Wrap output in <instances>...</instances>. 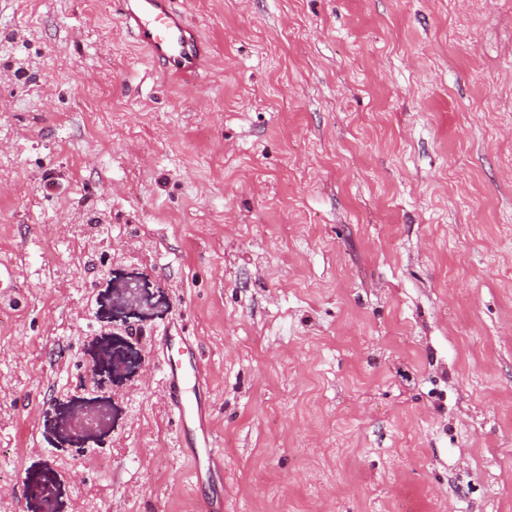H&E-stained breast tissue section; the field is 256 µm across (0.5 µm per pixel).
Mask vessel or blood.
I'll return each mask as SVG.
<instances>
[{"mask_svg":"<svg viewBox=\"0 0 512 512\" xmlns=\"http://www.w3.org/2000/svg\"><path fill=\"white\" fill-rule=\"evenodd\" d=\"M112 8L165 74L178 79L199 75L208 57L207 47L187 17L173 8L172 0H112ZM158 348L175 410L179 450L192 462L196 484L206 485L219 464L215 438L205 424L206 403L200 394L205 365L184 337L165 334Z\"/></svg>","mask_w":512,"mask_h":512,"instance_id":"1","label":"vessel or blood"}]
</instances>
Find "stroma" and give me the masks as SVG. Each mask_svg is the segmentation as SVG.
Returning a JSON list of instances; mask_svg holds the SVG:
<instances>
[{"label": "stroma", "mask_w": 512, "mask_h": 512, "mask_svg": "<svg viewBox=\"0 0 512 512\" xmlns=\"http://www.w3.org/2000/svg\"><path fill=\"white\" fill-rule=\"evenodd\" d=\"M174 5L0 0V512H203L178 322L223 512H512V0ZM171 3L172 0H113L112 8L165 74L194 79L204 67L207 47L187 17ZM162 356L165 382L172 396L175 425L180 452L192 464V477L197 487L210 482L212 474L223 470L218 464L219 455L214 451L215 438L205 426L206 402L200 388L205 381V365L197 348L183 336L171 332L158 343ZM187 355V358L184 357Z\"/></svg>", "instance_id": "1"}]
</instances>
